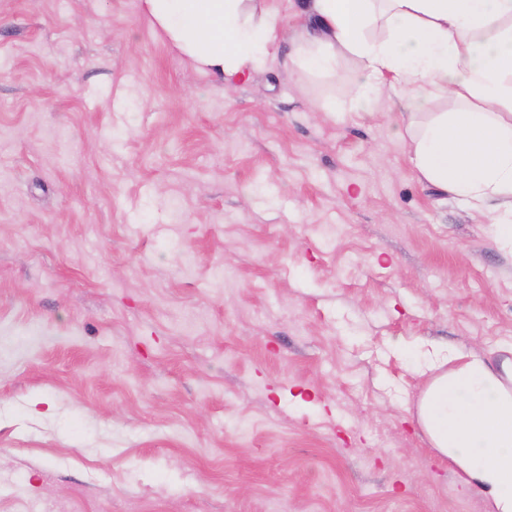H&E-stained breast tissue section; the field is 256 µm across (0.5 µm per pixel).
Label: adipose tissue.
<instances>
[{
    "label": "adipose tissue",
    "mask_w": 512,
    "mask_h": 512,
    "mask_svg": "<svg viewBox=\"0 0 512 512\" xmlns=\"http://www.w3.org/2000/svg\"><path fill=\"white\" fill-rule=\"evenodd\" d=\"M169 44L226 86L266 70L283 36L276 11L255 0H142ZM321 36L298 43L293 65L335 76L355 57L362 80L345 107L367 111L392 95L418 114L447 96L458 111L409 123L410 162L475 212L503 202L495 218L512 246V0H306ZM431 380L417 409L430 447L464 482L512 512V357L492 364L463 350L422 354Z\"/></svg>",
    "instance_id": "1"
}]
</instances>
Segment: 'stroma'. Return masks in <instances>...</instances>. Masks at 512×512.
<instances>
[{"label": "stroma", "mask_w": 512, "mask_h": 512, "mask_svg": "<svg viewBox=\"0 0 512 512\" xmlns=\"http://www.w3.org/2000/svg\"><path fill=\"white\" fill-rule=\"evenodd\" d=\"M284 40L225 93L141 0H0V512H489L416 421L512 346V247L396 99Z\"/></svg>", "instance_id": "1"}]
</instances>
